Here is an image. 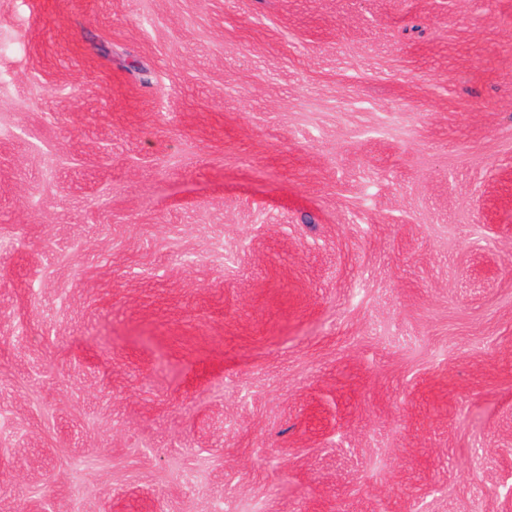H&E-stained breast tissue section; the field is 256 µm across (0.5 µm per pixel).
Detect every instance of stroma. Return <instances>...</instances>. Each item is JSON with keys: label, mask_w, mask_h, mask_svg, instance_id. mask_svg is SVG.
<instances>
[{"label": "stroma", "mask_w": 512, "mask_h": 512, "mask_svg": "<svg viewBox=\"0 0 512 512\" xmlns=\"http://www.w3.org/2000/svg\"><path fill=\"white\" fill-rule=\"evenodd\" d=\"M0 512H512V0H0Z\"/></svg>", "instance_id": "stroma-1"}]
</instances>
